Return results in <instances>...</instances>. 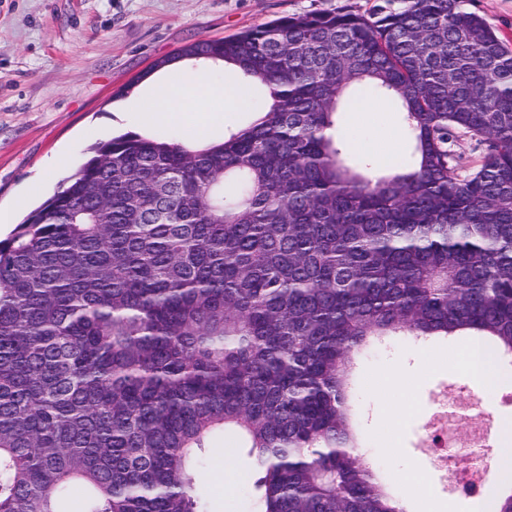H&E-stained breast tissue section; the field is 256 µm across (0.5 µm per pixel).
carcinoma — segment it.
<instances>
[{
  "label": "carcinoma",
  "instance_id": "carcinoma-1",
  "mask_svg": "<svg viewBox=\"0 0 512 512\" xmlns=\"http://www.w3.org/2000/svg\"><path fill=\"white\" fill-rule=\"evenodd\" d=\"M467 0L292 14L183 48L263 89L207 145L126 132L0 242V512H205L198 452L245 453L252 512H406L349 400L390 336L512 355V49ZM384 100L382 173L338 123ZM484 147L460 179L448 148ZM379 108V104L375 103L373 101L365 100L361 101L357 104H355L353 108V114L355 115V118L357 120L360 119L362 114H366V121L368 123V127L365 129L368 133V139L365 142V144H359L361 137H358L352 141L351 150L356 154H369L371 145H375L376 143V137H377V130L381 122H388L392 124L398 134H397V140L392 142L390 144V149L393 155V161L396 162L400 160V158L403 156V153L405 152V143L403 141V138H401L399 134V128H400V121H399V114L396 112H386L385 110L383 112H369L373 109Z\"/></svg>",
  "mask_w": 512,
  "mask_h": 512
}]
</instances>
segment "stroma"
<instances>
[{"mask_svg": "<svg viewBox=\"0 0 512 512\" xmlns=\"http://www.w3.org/2000/svg\"><path fill=\"white\" fill-rule=\"evenodd\" d=\"M385 0H0V207L14 208V223L49 198L61 181L89 157L92 147L112 136L137 131V97L172 75L193 83L194 67L168 65L179 49L203 39L228 37L294 13L366 14ZM222 124L201 128L190 110L154 131L189 142L196 131L222 137L250 124L254 112L225 111ZM458 338L414 344L396 339L359 357L353 408L369 458L390 475L392 492L407 512H422L425 499L454 503L473 512L475 499L451 490V470L436 466L429 434L443 418V399L468 404L481 399L494 427L512 419V403L487 392L460 367L425 364L429 352L447 351ZM410 396L419 408L391 416L386 397ZM415 468L419 487L396 481ZM249 462L225 447L211 451L199 473L208 512H248Z\"/></svg>", "mask_w": 512, "mask_h": 512, "instance_id": "obj_1", "label": "stroma"}]
</instances>
